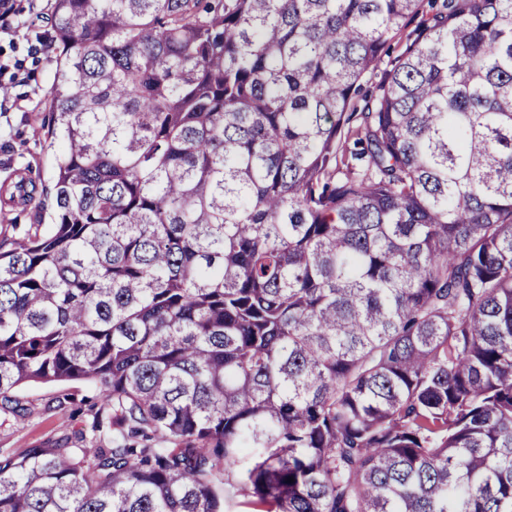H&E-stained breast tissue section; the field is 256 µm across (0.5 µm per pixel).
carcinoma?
<instances>
[{
  "label": "carcinoma",
  "instance_id": "1",
  "mask_svg": "<svg viewBox=\"0 0 512 512\" xmlns=\"http://www.w3.org/2000/svg\"><path fill=\"white\" fill-rule=\"evenodd\" d=\"M422 7L53 0L52 230L0 243V411L99 408L0 453V512H512V0L430 4L357 108ZM429 13V8L425 1L424 13H420L419 16L415 17L404 29H402L401 32H399V34H397L392 40L388 42L382 52L381 61L378 63V66L374 70L365 74L361 79L362 91L358 97L359 105L363 104L361 99L369 96L370 93L374 90L376 84L380 80L382 72L385 69L391 68L395 58L403 52L406 44L414 39L415 30L419 27L420 22L425 17V15ZM96 387L78 381L63 385L32 384L19 393L29 410L23 416H0V448L20 454L65 433L90 429L94 421ZM60 402L63 403L59 407Z\"/></svg>",
  "mask_w": 512,
  "mask_h": 512
}]
</instances>
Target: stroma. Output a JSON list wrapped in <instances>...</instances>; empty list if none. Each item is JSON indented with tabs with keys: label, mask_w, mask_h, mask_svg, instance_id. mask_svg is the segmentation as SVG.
<instances>
[{
	"label": "stroma",
	"mask_w": 512,
	"mask_h": 512,
	"mask_svg": "<svg viewBox=\"0 0 512 512\" xmlns=\"http://www.w3.org/2000/svg\"><path fill=\"white\" fill-rule=\"evenodd\" d=\"M31 26L0 28V64L17 76L9 97L0 98V180L10 172L30 170L37 187H52L56 151L51 148L48 91L56 51L42 44L49 29L50 0H31ZM38 233L51 229L48 211L36 205L0 210V237H14V225ZM97 389L88 382L63 385L32 384L21 398L28 411L22 416H0V448L19 454L59 436L89 429Z\"/></svg>",
	"instance_id": "1"
}]
</instances>
